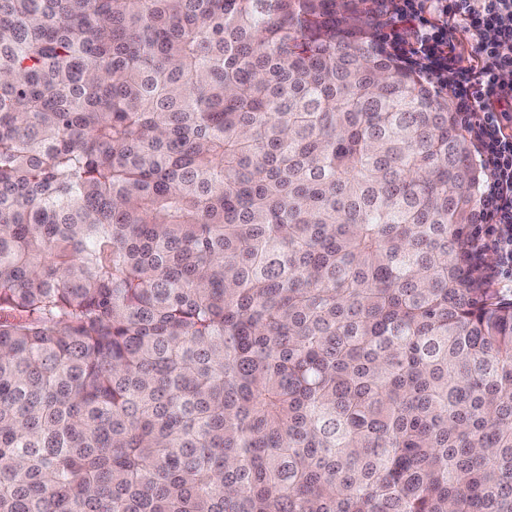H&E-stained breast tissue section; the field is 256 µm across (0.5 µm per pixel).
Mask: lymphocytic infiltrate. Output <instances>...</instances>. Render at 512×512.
Masks as SVG:
<instances>
[{"mask_svg":"<svg viewBox=\"0 0 512 512\" xmlns=\"http://www.w3.org/2000/svg\"><path fill=\"white\" fill-rule=\"evenodd\" d=\"M384 38L430 81L455 73L456 110L485 173L472 258L494 255L490 287L512 288V0H386ZM470 34L459 47L453 34Z\"/></svg>","mask_w":512,"mask_h":512,"instance_id":"1","label":"lymphocytic infiltrate"}]
</instances>
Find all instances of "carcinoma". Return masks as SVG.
<instances>
[{
	"mask_svg": "<svg viewBox=\"0 0 512 512\" xmlns=\"http://www.w3.org/2000/svg\"><path fill=\"white\" fill-rule=\"evenodd\" d=\"M375 0H0V512H512L484 175Z\"/></svg>",
	"mask_w": 512,
	"mask_h": 512,
	"instance_id": "carcinoma-1",
	"label": "carcinoma"
}]
</instances>
